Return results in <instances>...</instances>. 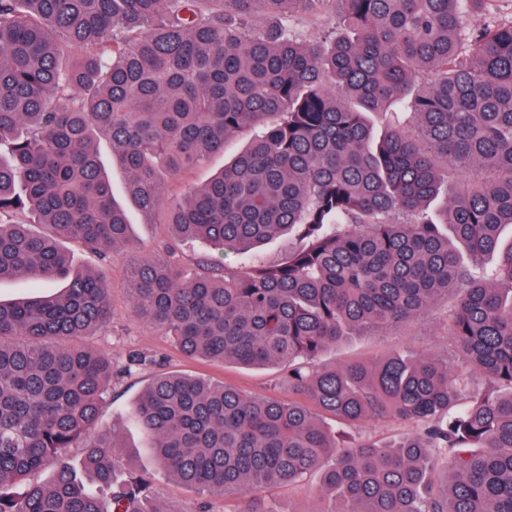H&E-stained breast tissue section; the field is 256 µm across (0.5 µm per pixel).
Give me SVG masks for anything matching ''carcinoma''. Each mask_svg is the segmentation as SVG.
Listing matches in <instances>:
<instances>
[{"mask_svg": "<svg viewBox=\"0 0 512 512\" xmlns=\"http://www.w3.org/2000/svg\"><path fill=\"white\" fill-rule=\"evenodd\" d=\"M512 0H0V512H167L115 476L112 360L82 339L107 283L61 241L123 249L131 310L192 358L282 366L288 399L162 373L132 403L158 467L272 512L263 489L322 470L318 512H512ZM488 19L479 25L471 15ZM299 17L336 29L301 38ZM250 132L203 185L169 196ZM126 196L171 238L132 236ZM299 241L257 259L281 233ZM204 242L216 252L182 260ZM497 263L488 266L483 258ZM449 303L454 349L320 364L331 345L419 326ZM488 386L475 390L471 372ZM413 426L340 446L323 420ZM83 448L78 478L66 449ZM53 476L38 479L48 462ZM101 156L112 179L113 192L118 201L124 203L129 222L132 224V235L139 242L146 245H155L168 238L169 228L166 224H144L141 212L126 200L125 186L127 181L126 172L119 166L112 168L111 150L109 145L101 143ZM294 247L295 240L284 234L264 246L259 255L266 264H277L287 257ZM41 288L40 284L29 278L17 277L11 281L0 283V296L3 299L18 298L35 293Z\"/></svg>", "mask_w": 512, "mask_h": 512, "instance_id": "cac0c4a2", "label": "carcinoma"}]
</instances>
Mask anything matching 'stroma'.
<instances>
[{"instance_id":"1","label":"stroma","mask_w":512,"mask_h":512,"mask_svg":"<svg viewBox=\"0 0 512 512\" xmlns=\"http://www.w3.org/2000/svg\"><path fill=\"white\" fill-rule=\"evenodd\" d=\"M66 250L74 268L103 273L110 287L112 321L102 331L86 337L90 347L112 360L114 378L109 401L101 413L103 426H113L122 433L123 446L119 451L128 471L151 480L156 495L166 512H198L201 502H208L211 512H224L220 496L204 497L198 490L185 486L161 471L153 461L136 423L129 415V407L159 371H178L205 376L217 383L229 384L248 396L287 398V388L278 384L284 370L280 367L245 368L233 362H208L184 356L171 342L161 336L130 309V293L124 277L128 254L122 250L110 253L106 260L89 253L75 244ZM448 306L439 303L427 314L423 327L407 328L397 334L377 337H359L343 345L328 349L322 358L324 364L340 366L352 360L372 361L394 350L411 348L426 355H444L453 346L448 334ZM140 352L147 356L146 365L126 370L128 355ZM407 423L374 418L350 429L335 426L336 440L351 444L368 436L386 441L408 433ZM265 498L276 512H328L331 500L320 497L319 478L311 476L295 485H282L266 490Z\"/></svg>"}]
</instances>
